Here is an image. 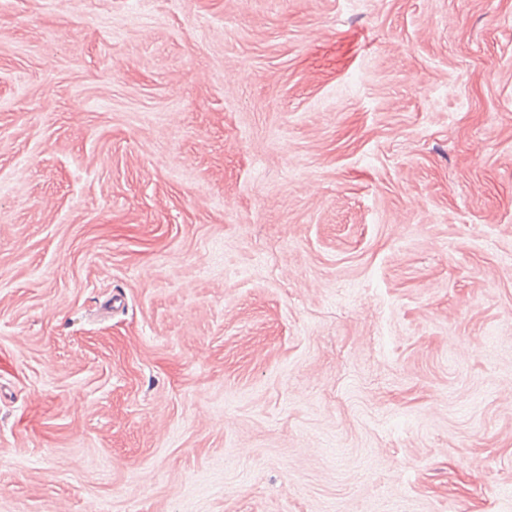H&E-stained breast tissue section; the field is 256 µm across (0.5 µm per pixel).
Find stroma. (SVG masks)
Segmentation results:
<instances>
[{
  "label": "stroma",
  "instance_id": "stroma-1",
  "mask_svg": "<svg viewBox=\"0 0 512 512\" xmlns=\"http://www.w3.org/2000/svg\"><path fill=\"white\" fill-rule=\"evenodd\" d=\"M0 512H512V0H0Z\"/></svg>",
  "mask_w": 512,
  "mask_h": 512
}]
</instances>
